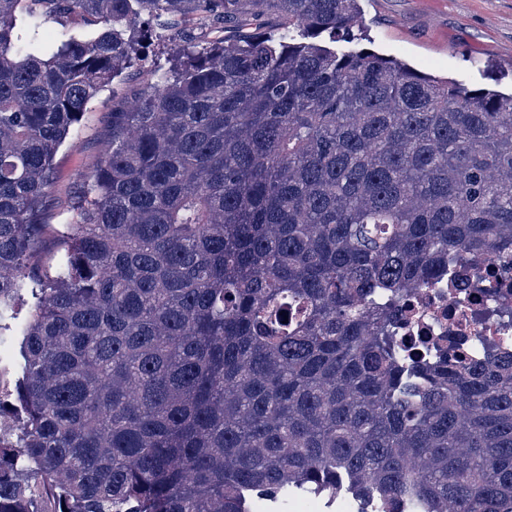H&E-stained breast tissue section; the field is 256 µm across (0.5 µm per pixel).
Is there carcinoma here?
I'll return each mask as SVG.
<instances>
[{"instance_id": "cac0c4a2", "label": "carcinoma", "mask_w": 512, "mask_h": 512, "mask_svg": "<svg viewBox=\"0 0 512 512\" xmlns=\"http://www.w3.org/2000/svg\"><path fill=\"white\" fill-rule=\"evenodd\" d=\"M358 0H0V512H251L346 488L379 512H512V359L403 355L391 314L512 256V93L338 53ZM273 12L307 41L174 44L112 112L54 276L30 259L58 148L143 60L137 21ZM92 17V38L36 32ZM27 303L17 304L0 313V384L12 391L22 374L20 347L22 329L28 317Z\"/></svg>"}]
</instances>
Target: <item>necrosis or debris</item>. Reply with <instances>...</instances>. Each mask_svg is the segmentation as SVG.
Here are the masks:
<instances>
[{
	"label": "necrosis or debris",
	"instance_id": "obj_1",
	"mask_svg": "<svg viewBox=\"0 0 512 512\" xmlns=\"http://www.w3.org/2000/svg\"><path fill=\"white\" fill-rule=\"evenodd\" d=\"M402 350L435 355L445 337L470 359L485 364L512 354V262L487 260L480 272L458 266L433 287L408 297L395 309Z\"/></svg>",
	"mask_w": 512,
	"mask_h": 512
}]
</instances>
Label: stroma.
<instances>
[{"label":"stroma","mask_w":512,"mask_h":512,"mask_svg":"<svg viewBox=\"0 0 512 512\" xmlns=\"http://www.w3.org/2000/svg\"><path fill=\"white\" fill-rule=\"evenodd\" d=\"M361 21L353 42L336 43L340 52L370 49L400 58L421 73L448 78L469 88L512 90V0H359ZM152 34L149 71L131 66L103 87L59 148L47 193L37 212L41 230L31 264L55 274L67 249L65 226L75 206L89 197V174L112 140V109L144 92L155 73L174 66L173 41L197 52L219 37L241 41L249 35L280 40L285 30L275 16L225 27L149 21ZM29 307L18 304L0 311V386L13 389L22 374L20 347ZM350 492L333 498L306 490L276 500L254 499L253 512H363Z\"/></svg>","instance_id":"obj_1"}]
</instances>
